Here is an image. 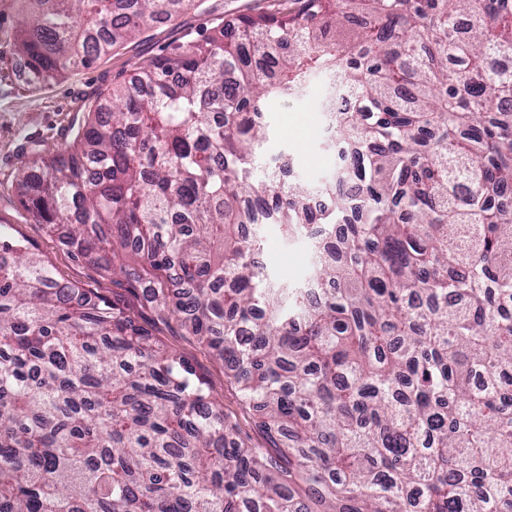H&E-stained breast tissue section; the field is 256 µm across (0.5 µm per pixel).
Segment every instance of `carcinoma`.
I'll return each instance as SVG.
<instances>
[{"mask_svg": "<svg viewBox=\"0 0 512 512\" xmlns=\"http://www.w3.org/2000/svg\"><path fill=\"white\" fill-rule=\"evenodd\" d=\"M39 88L185 0H23ZM512 6L293 0L173 46L38 146L22 202L224 365L268 447L125 310L0 239V512H512ZM344 74V85L336 72ZM323 76L318 184L257 171ZM347 112L328 111L341 89ZM304 239L303 284L258 261Z\"/></svg>", "mask_w": 512, "mask_h": 512, "instance_id": "cac0c4a2", "label": "carcinoma"}]
</instances>
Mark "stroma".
Listing matches in <instances>:
<instances>
[{"instance_id":"stroma-1","label":"stroma","mask_w":512,"mask_h":512,"mask_svg":"<svg viewBox=\"0 0 512 512\" xmlns=\"http://www.w3.org/2000/svg\"><path fill=\"white\" fill-rule=\"evenodd\" d=\"M283 6V0H201L172 21L147 28L138 39L116 47L92 65L70 70L35 89L26 84L16 51L21 0H0V234L24 240L31 252L53 266L58 279L119 304L169 350L182 355L207 382L225 415L238 424L242 437L257 446L263 445L264 437L255 427L251 411L242 406L237 388L225 377L223 364L194 337L184 335L176 322L159 318L133 282L104 275L96 266L67 253L57 234L36 223L23 206L16 177L25 161L22 148L27 142L38 143L43 154L55 153L73 138L85 119L88 103L139 66L226 19ZM323 96V84L316 79L302 97L273 104L266 115L270 132L262 147L261 168H269L279 156L292 155L297 161L295 176L300 180L317 183L335 173L336 156L325 148ZM262 236V259L270 272L280 281L302 283L310 263L307 245L286 241L272 224L263 227Z\"/></svg>"}]
</instances>
